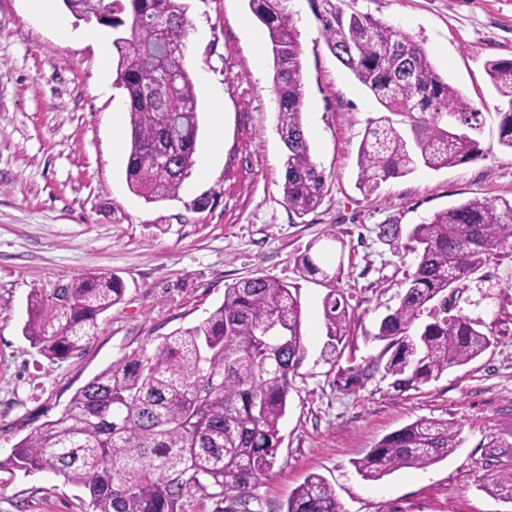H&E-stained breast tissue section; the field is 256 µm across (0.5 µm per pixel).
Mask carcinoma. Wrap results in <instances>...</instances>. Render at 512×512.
<instances>
[{"instance_id": "carcinoma-1", "label": "carcinoma", "mask_w": 512, "mask_h": 512, "mask_svg": "<svg viewBox=\"0 0 512 512\" xmlns=\"http://www.w3.org/2000/svg\"><path fill=\"white\" fill-rule=\"evenodd\" d=\"M112 13L129 33L113 45L115 84L125 91L131 141L130 190L149 203L177 197L195 164L197 97L184 68L187 35L183 0H64L77 18L90 3ZM267 28L273 54L278 130L286 148L283 198L297 216L315 210L325 176L313 160L303 126L304 83L298 33L287 0H249ZM168 18L164 38L155 21ZM328 47L384 108L368 120L357 151L359 188L418 166L451 167L482 157L473 132L479 112L448 84L427 50L408 34L365 14H336L325 22ZM485 71L503 101L499 143L512 150V60L491 59ZM311 242L297 259L302 273L321 275L328 289L323 312L329 346L337 349L355 316L336 283L341 270L319 267ZM512 248V198H475L415 225L404 248L416 254L398 305L382 317L385 376L413 387L465 366L495 342L493 333L460 314L450 300L491 256ZM118 276L90 273L28 298L23 336L49 360L83 350L98 317L118 304ZM304 353L301 308L291 286L256 276L225 286L224 301L204 321L178 328L149 353L134 350L79 388L60 416L21 439L0 468L53 470L83 487L92 512H185L193 492L228 501L224 512H251L250 489L269 473L282 444L280 421ZM461 445L446 419L419 418L385 436L355 463L366 480L403 468H426ZM492 457L512 440L490 435ZM491 492L512 501V467L502 465ZM286 512H341L331 485L311 475L288 500Z\"/></svg>"}]
</instances>
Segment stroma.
Masks as SVG:
<instances>
[{"label":"stroma","mask_w":512,"mask_h":512,"mask_svg":"<svg viewBox=\"0 0 512 512\" xmlns=\"http://www.w3.org/2000/svg\"><path fill=\"white\" fill-rule=\"evenodd\" d=\"M69 35L33 15L28 0H0V459L30 431L57 418L74 393L132 351L200 323L235 281L267 275L297 286L304 356L295 373L283 443L273 469L252 488L253 512H284L310 475L324 477L342 512H512L488 487L495 473L486 436L512 434V251L493 255L467 281L454 313L481 322L493 346L469 364L402 392L352 371L379 356L377 326L398 303L413 253L382 239L473 198H512V150L500 145L501 100L484 64L512 59V0H288L301 48L304 130L325 173L321 205L297 217L283 200L282 143L266 28L248 0H186L184 65L197 96L195 167L177 198L149 203L125 181L114 126L128 128L125 93L97 88L98 36L118 30L79 21L54 0ZM370 15L413 37L437 71L480 108L483 159L424 166L367 194L357 149L380 107L339 63L324 36L337 13ZM224 96L213 103L211 91ZM206 208H197L198 199ZM336 234L319 257L342 266L338 286L353 307L338 355H330L326 289L296 260L316 238ZM109 272L125 295L98 318L81 354L52 362L22 328L27 298L61 279ZM419 418L460 431L459 450L425 468L364 480L354 463L386 435ZM84 488L51 470L0 471V512H89Z\"/></svg>","instance_id":"stroma-1"}]
</instances>
